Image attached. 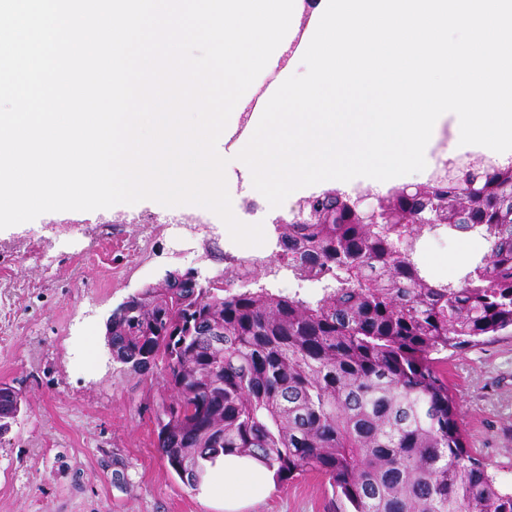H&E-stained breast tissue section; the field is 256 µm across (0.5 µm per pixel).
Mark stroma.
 Listing matches in <instances>:
<instances>
[{"label": "stroma", "mask_w": 512, "mask_h": 512, "mask_svg": "<svg viewBox=\"0 0 512 512\" xmlns=\"http://www.w3.org/2000/svg\"><path fill=\"white\" fill-rule=\"evenodd\" d=\"M243 256L211 211L152 200L0 230V380L25 399L0 436V512H224L162 460V378L113 362L104 322L166 271L222 279ZM441 369L470 454L512 490V334L449 351ZM245 512L339 510L328 480L308 471Z\"/></svg>", "instance_id": "stroma-1"}]
</instances>
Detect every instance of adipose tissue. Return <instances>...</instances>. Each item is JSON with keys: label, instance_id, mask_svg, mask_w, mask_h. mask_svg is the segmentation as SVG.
Here are the masks:
<instances>
[{"label": "adipose tissue", "instance_id": "adipose-tissue-1", "mask_svg": "<svg viewBox=\"0 0 512 512\" xmlns=\"http://www.w3.org/2000/svg\"><path fill=\"white\" fill-rule=\"evenodd\" d=\"M273 479L272 471L253 457L227 454L209 468L203 484L221 495L224 512H243L264 496Z\"/></svg>", "mask_w": 512, "mask_h": 512}]
</instances>
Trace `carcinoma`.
I'll return each mask as SVG.
<instances>
[{
	"label": "carcinoma",
	"mask_w": 512,
	"mask_h": 512,
	"mask_svg": "<svg viewBox=\"0 0 512 512\" xmlns=\"http://www.w3.org/2000/svg\"><path fill=\"white\" fill-rule=\"evenodd\" d=\"M422 205L453 202L428 184ZM338 198L319 217L274 228L277 260L314 300L224 281L156 284L112 310V360L135 374L163 365L157 448L197 489L207 463L249 455L283 482L314 470L342 512H512L486 465L466 450L438 354L512 328L509 206L468 224H359ZM442 232L485 243L454 280L419 260ZM262 266L231 269L258 281Z\"/></svg>",
	"instance_id": "1"
}]
</instances>
